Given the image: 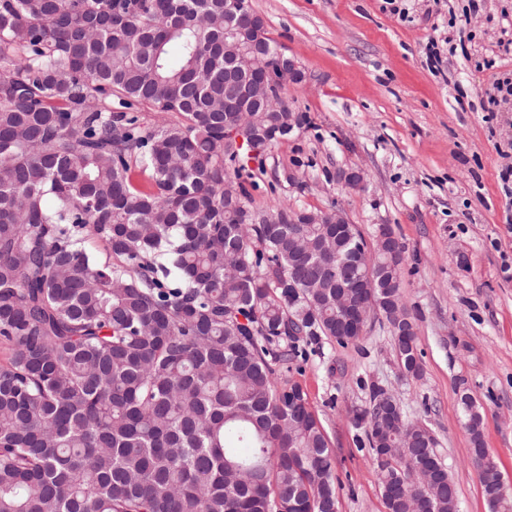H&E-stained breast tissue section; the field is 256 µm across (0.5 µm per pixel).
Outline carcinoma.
<instances>
[{
    "instance_id": "obj_1",
    "label": "carcinoma",
    "mask_w": 512,
    "mask_h": 512,
    "mask_svg": "<svg viewBox=\"0 0 512 512\" xmlns=\"http://www.w3.org/2000/svg\"><path fill=\"white\" fill-rule=\"evenodd\" d=\"M248 0H0V512H336L334 457L306 393L288 380L309 343L346 347L323 265L350 240L324 224H256L253 172L224 132V109L267 70L288 84L281 49ZM179 120L144 125L138 107ZM103 243L109 259L84 243ZM308 259L297 264L299 243ZM395 240H376L375 304L401 369L417 377L416 328ZM374 386L354 415L389 512H448L436 441L414 443L396 397ZM467 412L475 462L482 416ZM400 447L393 462L378 449ZM492 512H512L481 481Z\"/></svg>"
}]
</instances>
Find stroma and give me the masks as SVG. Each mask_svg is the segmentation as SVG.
<instances>
[{
  "mask_svg": "<svg viewBox=\"0 0 512 512\" xmlns=\"http://www.w3.org/2000/svg\"><path fill=\"white\" fill-rule=\"evenodd\" d=\"M268 34L304 72L285 88L308 125L250 161L257 207L339 208L374 244L387 224L405 246L403 294L416 323L422 373L407 376L387 324L357 343L322 339L289 373L336 453L339 512H385L375 465L353 415L379 386L406 421L427 426L457 489L458 512H491L473 458L461 397L482 415L485 448L512 487V103L486 111L498 57L512 38V0H485L450 51L451 16L466 0H251ZM494 59V67L483 59ZM359 171L352 188L339 179Z\"/></svg>",
  "mask_w": 512,
  "mask_h": 512,
  "instance_id": "stroma-1",
  "label": "stroma"
}]
</instances>
